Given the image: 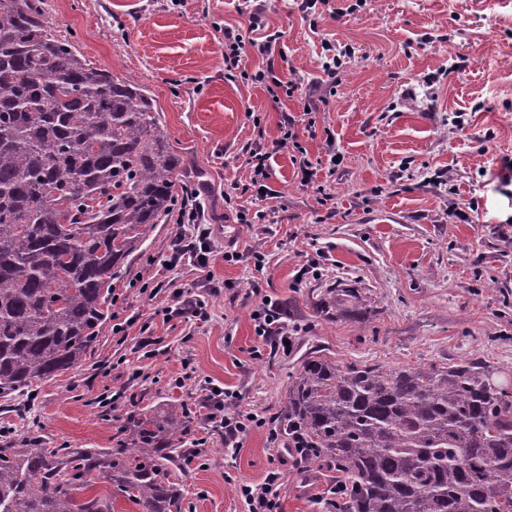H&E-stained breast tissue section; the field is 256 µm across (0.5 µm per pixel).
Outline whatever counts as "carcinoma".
<instances>
[{
	"label": "carcinoma",
	"mask_w": 512,
	"mask_h": 512,
	"mask_svg": "<svg viewBox=\"0 0 512 512\" xmlns=\"http://www.w3.org/2000/svg\"><path fill=\"white\" fill-rule=\"evenodd\" d=\"M180 167L156 101L53 36L42 0H0V398L86 359L112 280L168 215ZM445 366L305 358L280 431L310 469L344 475L336 512H512V384ZM134 455L0 443V512H184L180 406L130 416Z\"/></svg>",
	"instance_id": "obj_1"
}]
</instances>
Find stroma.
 <instances>
[{"instance_id": "1", "label": "stroma", "mask_w": 512, "mask_h": 512, "mask_svg": "<svg viewBox=\"0 0 512 512\" xmlns=\"http://www.w3.org/2000/svg\"><path fill=\"white\" fill-rule=\"evenodd\" d=\"M339 15L309 21L301 0H45L54 36L88 63L137 80L156 100L173 151L202 192L212 228L209 263L166 270L177 231L161 222L112 282V313L94 355L0 405V433L18 447L109 453L132 412L190 410L172 474L186 512H245L242 483L280 475L278 512H327L336 474H305L283 436L252 428L224 445L204 397L226 412L278 419L303 360L339 366L447 365L480 360L512 381V0H335ZM283 34L281 56L245 47L240 69L296 76L294 97L230 78L224 31H249L251 12ZM348 46L335 82L327 45ZM316 99L299 129L309 159L333 134L335 172L301 185L292 150L272 154L259 199L246 191L250 150L271 146L288 117ZM262 211L241 224L225 193ZM468 218L449 219L455 206ZM265 254L255 270L252 251ZM204 301L208 320L161 310L175 292ZM277 302L288 351L262 345L252 312Z\"/></svg>"}]
</instances>
